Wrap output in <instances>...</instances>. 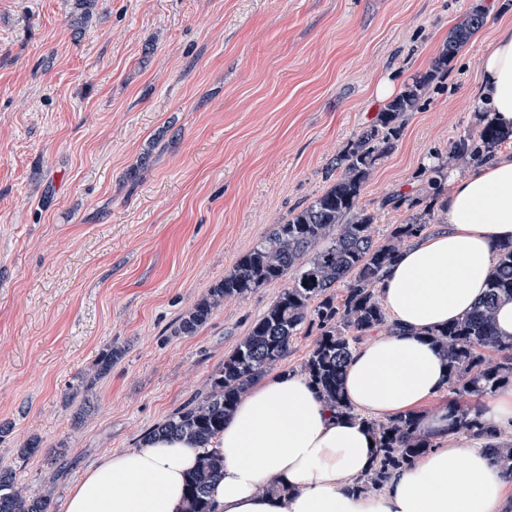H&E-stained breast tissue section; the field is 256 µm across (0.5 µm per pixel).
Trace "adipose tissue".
<instances>
[{
    "mask_svg": "<svg viewBox=\"0 0 512 512\" xmlns=\"http://www.w3.org/2000/svg\"><path fill=\"white\" fill-rule=\"evenodd\" d=\"M477 105L512 128V25L481 61ZM446 223L402 250L379 284L394 332L358 347L344 392L355 417L332 415L304 375L273 373L241 398L210 449L224 462L213 512H502L512 476L484 443L447 440V411L422 427L437 448L393 471L376 494L355 483L378 453L363 417L388 418L448 388L441 353L424 330L462 317L483 296L500 243L512 241V154L449 173ZM201 453L187 440L153 436L103 456L72 484L64 512H184L186 482ZM285 486L271 495L267 486Z\"/></svg>",
    "mask_w": 512,
    "mask_h": 512,
    "instance_id": "1",
    "label": "adipose tissue"
}]
</instances>
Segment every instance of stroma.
Masks as SVG:
<instances>
[{
    "mask_svg": "<svg viewBox=\"0 0 512 512\" xmlns=\"http://www.w3.org/2000/svg\"><path fill=\"white\" fill-rule=\"evenodd\" d=\"M74 4L0 0V467L33 491L54 482L59 506L202 391L278 296L277 282L173 333L332 185L385 106L376 83L403 90L485 8L365 186L380 239L408 215L383 199L427 198L423 160L479 128L481 59L512 24V0H96L80 24ZM33 436L42 454L20 461Z\"/></svg>",
    "mask_w": 512,
    "mask_h": 512,
    "instance_id": "1",
    "label": "stroma"
}]
</instances>
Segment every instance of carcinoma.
Segmentation results:
<instances>
[{
	"label": "carcinoma",
	"mask_w": 512,
	"mask_h": 512,
	"mask_svg": "<svg viewBox=\"0 0 512 512\" xmlns=\"http://www.w3.org/2000/svg\"><path fill=\"white\" fill-rule=\"evenodd\" d=\"M485 22V12L468 13L449 33L429 69L405 86L376 119L347 141L336 155V180L283 224H275L176 321L175 334L196 335L224 302L241 299L271 283L288 278L276 301L250 327L234 351L207 379L205 391L155 425L148 436L176 435L202 448L224 430V418L239 399L287 356L304 328L317 339L301 369L319 397L336 414L353 415L343 391L344 368L356 347L374 332L389 328L378 285L388 266L430 225L444 222L448 171L475 169L495 151L512 148V130L499 129L487 117L481 129L454 138L445 156L428 168L433 202L405 222L390 224L385 237L374 235V214L359 207L365 184L380 161L395 148L405 116L415 111L432 83ZM343 287L342 297L333 289ZM512 301V241L496 250L493 272L483 299L462 318L426 331L428 342L446 357L450 430L488 441L494 462L512 475V443L485 417L480 400L512 387V338L495 331V310ZM378 444L371 468L360 479L365 493L381 491L392 471L414 465L437 446L422 428V416L408 412L385 420L364 418ZM223 477V466L204 454L188 480L187 512H212L210 486ZM54 491L29 494L16 472L0 468V512H53Z\"/></svg>",
	"instance_id": "carcinoma-1"
}]
</instances>
